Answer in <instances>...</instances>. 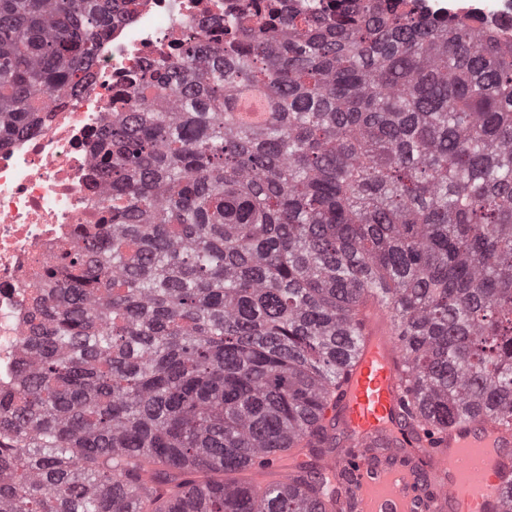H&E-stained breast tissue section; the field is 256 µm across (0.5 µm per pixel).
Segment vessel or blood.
I'll return each instance as SVG.
<instances>
[{"mask_svg":"<svg viewBox=\"0 0 512 512\" xmlns=\"http://www.w3.org/2000/svg\"><path fill=\"white\" fill-rule=\"evenodd\" d=\"M404 359L395 329L381 309L368 317L350 364L344 394L326 407L343 440L386 448L388 462L346 455L320 458L317 469L335 474L349 468L357 512H500L512 489V431L467 420L429 440L407 411ZM431 460L432 489L420 481L413 456Z\"/></svg>","mask_w":512,"mask_h":512,"instance_id":"1","label":"vessel or blood"}]
</instances>
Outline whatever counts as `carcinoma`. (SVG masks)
Listing matches in <instances>:
<instances>
[{"instance_id": "obj_1", "label": "carcinoma", "mask_w": 512, "mask_h": 512, "mask_svg": "<svg viewBox=\"0 0 512 512\" xmlns=\"http://www.w3.org/2000/svg\"><path fill=\"white\" fill-rule=\"evenodd\" d=\"M126 0H0V138L31 129ZM96 149L112 228L47 275L0 393V512H354L306 463L362 310L389 315L409 413L512 427V43L410 0H246ZM260 86L273 120L243 127ZM234 115L237 123L244 126L265 124L271 118L272 104L264 89L253 86L242 88ZM302 460L303 456L301 451L299 449H293L290 453L284 454L271 462V467L278 471L280 479L276 478L274 472L270 469L263 470L257 473L256 476H249L255 482L263 485L275 484L278 480H283L288 477V475L292 473L293 467Z\"/></svg>"}]
</instances>
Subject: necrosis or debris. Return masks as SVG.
Instances as JSON below:
<instances>
[{
    "mask_svg": "<svg viewBox=\"0 0 512 512\" xmlns=\"http://www.w3.org/2000/svg\"><path fill=\"white\" fill-rule=\"evenodd\" d=\"M242 0H134L90 69L55 94L34 131L0 144V390L12 388L43 295L38 275L88 224H106L110 179L95 150L126 98L184 48L217 35ZM434 17L470 15L512 42V0H418Z\"/></svg>",
    "mask_w": 512,
    "mask_h": 512,
    "instance_id": "necrosis-or-debris-1",
    "label": "necrosis or debris"
}]
</instances>
